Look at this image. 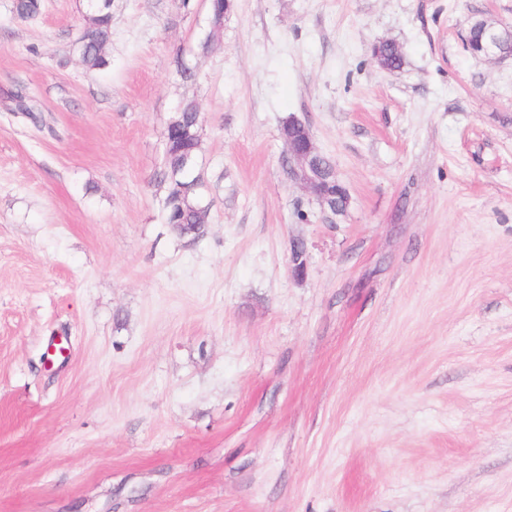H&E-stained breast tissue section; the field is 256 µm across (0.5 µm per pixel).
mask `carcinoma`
<instances>
[{
  "mask_svg": "<svg viewBox=\"0 0 512 512\" xmlns=\"http://www.w3.org/2000/svg\"><path fill=\"white\" fill-rule=\"evenodd\" d=\"M111 7L112 0H91L90 13L75 40V49L89 70L107 64L105 48L112 36ZM14 10L20 19H34L40 14L41 0H15ZM466 48L477 59L491 54L511 56L512 33L487 20H479L469 28ZM371 56L388 70H400L405 64L401 47L391 40L373 44ZM197 118V106L189 101L178 109L167 126L160 178V183L166 186L163 211L167 224H203L208 217L197 174L201 144Z\"/></svg>",
  "mask_w": 512,
  "mask_h": 512,
  "instance_id": "1",
  "label": "carcinoma"
}]
</instances>
